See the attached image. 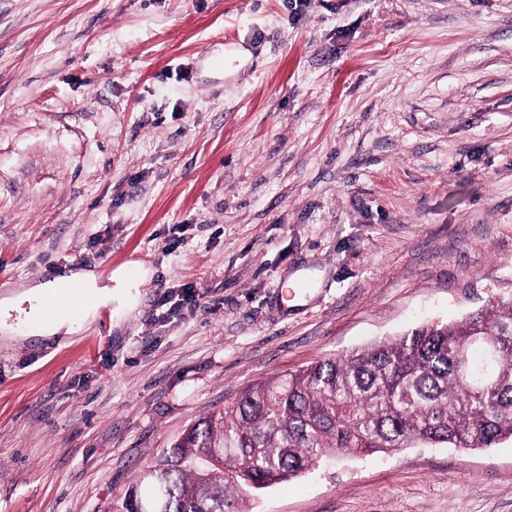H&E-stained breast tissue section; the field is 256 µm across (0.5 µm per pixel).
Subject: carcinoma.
Returning a JSON list of instances; mask_svg holds the SVG:
<instances>
[{"label": "carcinoma", "instance_id": "cac0c4a2", "mask_svg": "<svg viewBox=\"0 0 512 512\" xmlns=\"http://www.w3.org/2000/svg\"><path fill=\"white\" fill-rule=\"evenodd\" d=\"M504 438H512V297L248 388L190 426L150 467L156 485L136 480L119 512H139L156 491L168 512H242L249 492L331 453L492 448Z\"/></svg>", "mask_w": 512, "mask_h": 512}]
</instances>
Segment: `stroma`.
I'll list each match as a JSON object with an SVG mask.
<instances>
[{
  "label": "stroma",
  "mask_w": 512,
  "mask_h": 512,
  "mask_svg": "<svg viewBox=\"0 0 512 512\" xmlns=\"http://www.w3.org/2000/svg\"><path fill=\"white\" fill-rule=\"evenodd\" d=\"M132 260L124 319L12 313L0 512H118L247 387L512 294V0H0V296ZM245 506L512 512V440L338 454ZM152 271L144 264L132 262L129 266H124L114 271L110 281H114V288H137L151 278Z\"/></svg>",
  "instance_id": "1"
}]
</instances>
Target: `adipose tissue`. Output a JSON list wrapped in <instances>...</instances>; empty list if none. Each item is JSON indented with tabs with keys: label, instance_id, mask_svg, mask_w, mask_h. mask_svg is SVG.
<instances>
[{
	"label": "adipose tissue",
	"instance_id": "ef3b65f1",
	"mask_svg": "<svg viewBox=\"0 0 512 512\" xmlns=\"http://www.w3.org/2000/svg\"><path fill=\"white\" fill-rule=\"evenodd\" d=\"M151 275L150 268L139 262L114 271L111 275V284L105 286L99 285L93 274L86 272L72 274L68 279L72 298L87 296L91 299L90 304L83 306L74 318L44 317L41 301L53 288L52 283L49 282L40 283L1 298L0 311L7 313L22 303H29L27 317L36 324L40 336L61 339L75 333L78 324L94 320L100 307L112 304L116 307L117 317L122 318L128 315L131 307L126 302L125 289L138 287L150 279Z\"/></svg>",
	"mask_w": 512,
	"mask_h": 512
}]
</instances>
